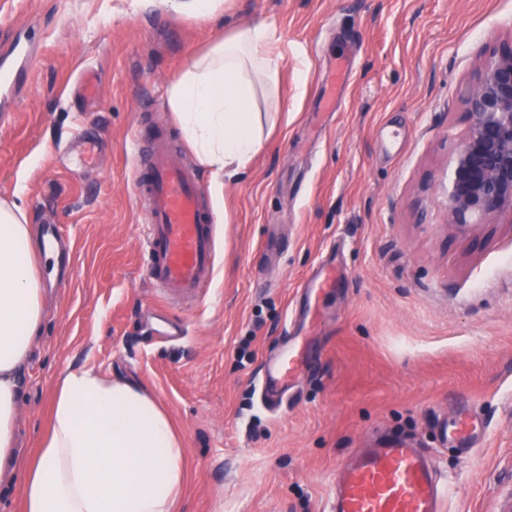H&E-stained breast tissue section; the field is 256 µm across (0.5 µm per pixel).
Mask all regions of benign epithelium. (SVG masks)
Masks as SVG:
<instances>
[{
    "mask_svg": "<svg viewBox=\"0 0 512 512\" xmlns=\"http://www.w3.org/2000/svg\"><path fill=\"white\" fill-rule=\"evenodd\" d=\"M460 101L466 129L444 187L446 218L476 241L512 223V43L480 58Z\"/></svg>",
    "mask_w": 512,
    "mask_h": 512,
    "instance_id": "1",
    "label": "benign epithelium"
}]
</instances>
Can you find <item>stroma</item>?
I'll list each match as a JSON object with an SVG mask.
<instances>
[{"label":"stroma","instance_id":"obj_1","mask_svg":"<svg viewBox=\"0 0 512 512\" xmlns=\"http://www.w3.org/2000/svg\"><path fill=\"white\" fill-rule=\"evenodd\" d=\"M259 21L282 36L280 96L260 106L276 125L218 191L167 83ZM19 36L35 63L19 95L0 96V198L73 245L41 268L22 454L59 378L88 366L138 382L176 420L180 512H328L336 465L388 437L431 455L445 512H512V227L477 247L455 237L441 190L465 129L460 92L479 56L512 42V0H223L212 17L173 0H0V59ZM86 70L99 75L93 101L72 91ZM142 124L195 168L217 217L215 276L194 299L146 274L131 143ZM81 135L97 142L89 167ZM329 260L334 286L305 299ZM292 315L306 319V365L275 418L260 376ZM471 401L483 430L465 457L440 428Z\"/></svg>","mask_w":512,"mask_h":512}]
</instances>
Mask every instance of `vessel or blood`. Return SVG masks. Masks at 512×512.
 <instances>
[{
    "label": "vessel or blood",
    "mask_w": 512,
    "mask_h": 512,
    "mask_svg": "<svg viewBox=\"0 0 512 512\" xmlns=\"http://www.w3.org/2000/svg\"><path fill=\"white\" fill-rule=\"evenodd\" d=\"M12 61L0 68V89L12 92L30 74L27 46L14 41ZM137 199L146 216L143 254L156 287L198 295L215 270V217L203 203L204 189L168 138L153 128L132 134ZM300 350L287 346L269 364L262 393L277 407L289 379L302 367ZM481 419L477 409L456 414L443 438L462 454L473 451ZM329 512H442L446 494L431 461L405 441L361 452L336 468Z\"/></svg>",
    "instance_id": "b4317fda"
}]
</instances>
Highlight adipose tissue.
<instances>
[{
    "instance_id": "adipose-tissue-1",
    "label": "adipose tissue",
    "mask_w": 512,
    "mask_h": 512,
    "mask_svg": "<svg viewBox=\"0 0 512 512\" xmlns=\"http://www.w3.org/2000/svg\"><path fill=\"white\" fill-rule=\"evenodd\" d=\"M279 42L270 23L235 28L167 85L166 106L216 184L244 174L263 145L256 98L279 89ZM37 258L28 212L0 199V483L20 478L23 512H177L188 476L181 434L131 380L67 372L32 459L15 458L20 376L45 312Z\"/></svg>"
}]
</instances>
